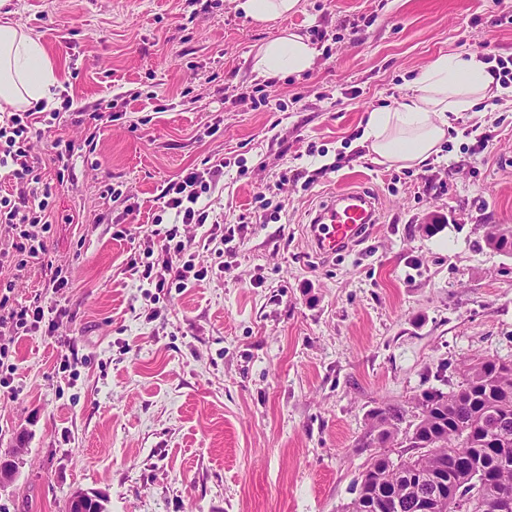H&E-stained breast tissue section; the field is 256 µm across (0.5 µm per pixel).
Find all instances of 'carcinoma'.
Returning a JSON list of instances; mask_svg holds the SVG:
<instances>
[{
	"mask_svg": "<svg viewBox=\"0 0 512 512\" xmlns=\"http://www.w3.org/2000/svg\"><path fill=\"white\" fill-rule=\"evenodd\" d=\"M488 237L500 253L512 255V226L494 224ZM416 422L401 430L406 410L382 404L370 411L360 447L373 448L348 512H358L365 495L376 496L381 512H417L427 488L413 481L418 471H436L448 462L450 484L459 493L449 512H493L512 496V365L480 358L470 363L457 389L425 393L416 403ZM471 428L470 449L451 455L463 428ZM401 448L399 459L389 449Z\"/></svg>",
	"mask_w": 512,
	"mask_h": 512,
	"instance_id": "carcinoma-1",
	"label": "carcinoma"
}]
</instances>
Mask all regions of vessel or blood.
<instances>
[{"label":"vessel or blood","mask_w":512,"mask_h":512,"mask_svg":"<svg viewBox=\"0 0 512 512\" xmlns=\"http://www.w3.org/2000/svg\"><path fill=\"white\" fill-rule=\"evenodd\" d=\"M377 221L375 198L359 189H345L315 210L310 224L312 247L317 255L335 256L359 242Z\"/></svg>","instance_id":"b4317fda"}]
</instances>
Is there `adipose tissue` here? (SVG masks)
Listing matches in <instances>:
<instances>
[{
  "mask_svg": "<svg viewBox=\"0 0 512 512\" xmlns=\"http://www.w3.org/2000/svg\"><path fill=\"white\" fill-rule=\"evenodd\" d=\"M316 58L308 36L286 31L260 48L254 71L263 79L300 74ZM59 84L39 41L16 25L0 24V112L53 102ZM503 94L480 53L442 55L416 74L410 94L396 106L370 112L364 138L378 163L420 165L439 153L450 115Z\"/></svg>",
  "mask_w": 512,
  "mask_h": 512,
  "instance_id": "1",
  "label": "adipose tissue"
}]
</instances>
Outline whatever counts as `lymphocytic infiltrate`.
I'll return each mask as SVG.
<instances>
[{
	"instance_id": "1",
	"label": "lymphocytic infiltrate",
	"mask_w": 512,
	"mask_h": 512,
	"mask_svg": "<svg viewBox=\"0 0 512 512\" xmlns=\"http://www.w3.org/2000/svg\"><path fill=\"white\" fill-rule=\"evenodd\" d=\"M59 121L60 110L46 111L34 104L22 112L0 113V173L12 184L11 194L0 196V271L22 273L29 263L47 253L46 235L52 190L46 181L42 161L32 152V142L40 137L42 115ZM224 175L223 161L178 175L168 180L153 216L155 228L143 248L131 252L126 266L140 284L156 291L184 289L205 281L213 269L198 262L197 248L234 240L235 226L211 220L204 198L210 197ZM204 228L201 238L183 235L186 225ZM12 281L0 279V361L8 359L12 339L38 330L54 333L61 309L13 301Z\"/></svg>"
}]
</instances>
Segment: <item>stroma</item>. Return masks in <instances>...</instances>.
Listing matches in <instances>:
<instances>
[{
  "instance_id": "obj_1",
  "label": "stroma",
  "mask_w": 512,
  "mask_h": 512,
  "mask_svg": "<svg viewBox=\"0 0 512 512\" xmlns=\"http://www.w3.org/2000/svg\"><path fill=\"white\" fill-rule=\"evenodd\" d=\"M0 0L63 77L57 100L80 112L116 100L95 130L54 124L36 141L51 182L45 260L69 288H44L40 263L16 281L22 303L65 309L55 335L20 337L11 387H0V457L25 453L0 486V512H67L77 489L103 491L108 512H345L370 451L358 442L379 403L412 409L455 390L465 363L512 361V255L485 244L512 225V102L451 116L439 155L380 164L361 142L369 112L395 106L414 74L473 36L512 58V0H301L261 24L232 0ZM371 24L317 44L309 72L269 87V105L226 95L252 88L256 55L286 30ZM490 146L475 153L485 132ZM72 145L69 176L50 164ZM224 159L210 198L243 223L222 272L146 301L126 269L152 230L166 182ZM288 186L278 222L255 220L257 197ZM361 183L381 215L362 244L333 258L307 239L311 212ZM135 197L137 211L103 193ZM129 227L113 238L102 213Z\"/></svg>"
}]
</instances>
